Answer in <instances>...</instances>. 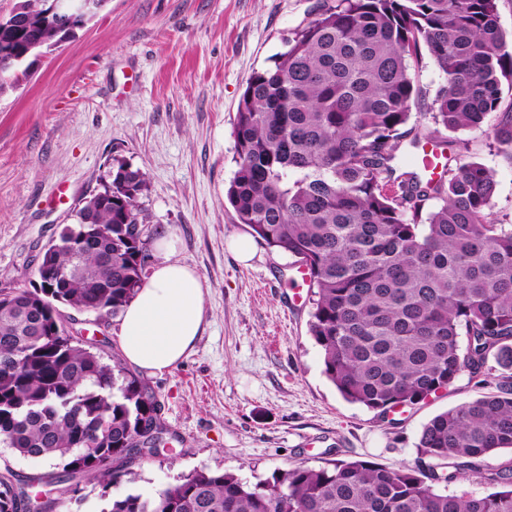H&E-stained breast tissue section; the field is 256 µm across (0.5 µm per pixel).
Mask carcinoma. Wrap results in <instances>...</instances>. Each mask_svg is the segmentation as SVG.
Wrapping results in <instances>:
<instances>
[{"instance_id": "cac0c4a2", "label": "carcinoma", "mask_w": 512, "mask_h": 512, "mask_svg": "<svg viewBox=\"0 0 512 512\" xmlns=\"http://www.w3.org/2000/svg\"><path fill=\"white\" fill-rule=\"evenodd\" d=\"M54 42L44 0H19ZM442 82L434 132H478L512 162V38L499 0H324L273 66L256 71L234 122L227 198L240 223L308 271L311 336L342 397L384 413L416 405L463 374L496 390L424 424L415 465L294 463L251 484L196 470L155 496L129 492L102 512H512V225L492 218L496 181L478 159L433 183L396 174L423 59ZM44 251L33 290L0 300V443L52 460L57 474L0 472V512L51 483L134 482L138 448L164 437L155 397L119 359L67 330L64 305L116 316L146 270L144 174L121 164ZM489 488L448 491L459 476Z\"/></svg>"}]
</instances>
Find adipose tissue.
<instances>
[{"instance_id": "obj_1", "label": "adipose tissue", "mask_w": 512, "mask_h": 512, "mask_svg": "<svg viewBox=\"0 0 512 512\" xmlns=\"http://www.w3.org/2000/svg\"><path fill=\"white\" fill-rule=\"evenodd\" d=\"M158 260L125 307L119 348L125 362L150 375L171 371L194 350L203 332L204 286L177 257V239L155 243Z\"/></svg>"}]
</instances>
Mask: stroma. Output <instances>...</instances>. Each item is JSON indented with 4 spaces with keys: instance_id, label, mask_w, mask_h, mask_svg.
Listing matches in <instances>:
<instances>
[{
    "instance_id": "stroma-1",
    "label": "stroma",
    "mask_w": 512,
    "mask_h": 512,
    "mask_svg": "<svg viewBox=\"0 0 512 512\" xmlns=\"http://www.w3.org/2000/svg\"><path fill=\"white\" fill-rule=\"evenodd\" d=\"M323 2L108 0L75 39L0 95V288H33L44 248L77 223L79 203L121 163L146 176L140 205L152 238L174 235L179 259L205 286V330L193 353L168 373L141 377L169 452L133 458L135 483L105 490L83 481L80 498H59L55 512H101L102 493L150 496L200 469L254 484L296 460L411 466L426 422L494 391V376L480 382L465 373L383 416L346 402L309 332V301L293 299L294 258L259 242L245 264L227 248L230 236L250 231L226 198L239 100L253 72L270 66ZM417 81L423 95L409 126L425 141L441 77L426 60ZM412 137L400 144L398 172L414 152ZM459 139L494 174V219L512 224V165L485 136ZM62 312L104 361L119 355V318Z\"/></svg>"
}]
</instances>
